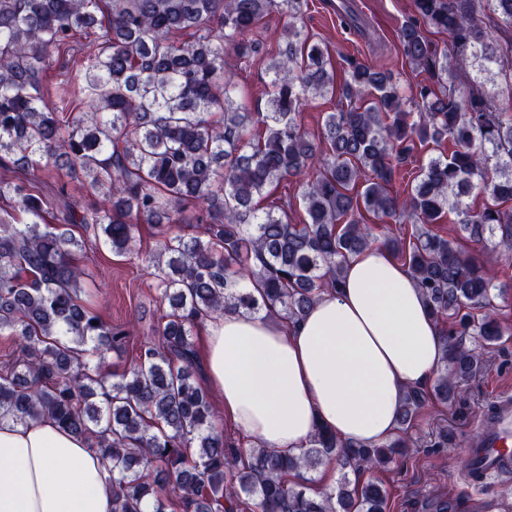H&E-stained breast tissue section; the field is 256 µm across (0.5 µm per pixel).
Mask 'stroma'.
Wrapping results in <instances>:
<instances>
[{"mask_svg": "<svg viewBox=\"0 0 512 512\" xmlns=\"http://www.w3.org/2000/svg\"><path fill=\"white\" fill-rule=\"evenodd\" d=\"M365 25L356 31L341 25L336 16V0H307L303 7L306 31L312 41L327 46L336 74H343L346 58L355 57L391 70L402 85L421 82L423 73L403 58L398 29L414 12V0H354ZM284 18L273 9L252 33L265 51L256 59L225 58L226 76L240 90L239 103L248 109L265 104L270 89L267 66L282 42ZM39 193L50 201L67 195L81 208L96 205L97 195L66 171L48 168L39 172ZM87 276L90 308L103 320L131 330L130 347L106 353L103 371L122 373L135 360L136 343L152 338L167 307L155 288L154 270L144 260L112 254L100 243L89 244L80 257ZM493 312L503 334L485 351L482 372L464 382L453 403L444 405L430 399L425 403L411 432L414 447L406 449L386 469L366 471L360 481L382 483L388 492L387 512H437L447 501L448 512H492L498 505H512V481L475 483L462 470L463 444L481 425L477 409H488L502 394L512 395V299H495ZM447 445H440V438Z\"/></svg>", "mask_w": 512, "mask_h": 512, "instance_id": "obj_1", "label": "stroma"}]
</instances>
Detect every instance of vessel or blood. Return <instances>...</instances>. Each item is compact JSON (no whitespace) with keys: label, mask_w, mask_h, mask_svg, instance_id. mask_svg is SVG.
<instances>
[{"label":"vessel or blood","mask_w":512,"mask_h":512,"mask_svg":"<svg viewBox=\"0 0 512 512\" xmlns=\"http://www.w3.org/2000/svg\"><path fill=\"white\" fill-rule=\"evenodd\" d=\"M478 480L512 474V396H500L483 426L464 444Z\"/></svg>","instance_id":"vessel-or-blood-1"}]
</instances>
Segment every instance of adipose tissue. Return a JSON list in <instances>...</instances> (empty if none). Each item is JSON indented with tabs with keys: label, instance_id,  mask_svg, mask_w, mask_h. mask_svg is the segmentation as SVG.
I'll use <instances>...</instances> for the list:
<instances>
[{
	"label": "adipose tissue",
	"instance_id": "adipose-tissue-1",
	"mask_svg": "<svg viewBox=\"0 0 512 512\" xmlns=\"http://www.w3.org/2000/svg\"><path fill=\"white\" fill-rule=\"evenodd\" d=\"M210 390L250 441L296 455L316 428L378 445L394 437L403 396L441 363V327L407 267L371 246L340 288L305 316L228 313L202 323ZM0 512H112L98 449L44 418L0 422Z\"/></svg>",
	"mask_w": 512,
	"mask_h": 512
}]
</instances>
